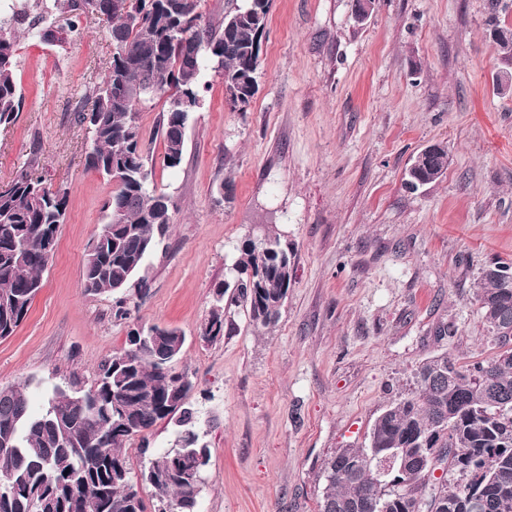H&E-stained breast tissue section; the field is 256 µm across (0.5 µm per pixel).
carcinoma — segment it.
Here are the masks:
<instances>
[{"label": "carcinoma", "instance_id": "1", "mask_svg": "<svg viewBox=\"0 0 512 512\" xmlns=\"http://www.w3.org/2000/svg\"><path fill=\"white\" fill-rule=\"evenodd\" d=\"M40 2L38 22L24 30L31 40L44 42L54 11L69 15L63 43L83 19L103 16L110 24L109 70L90 88L97 120L86 165L113 189L88 246L82 287L89 295L121 293L172 221V200L154 187L143 150L139 107L168 95L157 133L164 165H180L182 129L209 63L222 69L232 108L245 111L256 94L271 0H245L216 23L202 22L199 0ZM25 19L19 10L0 21V125L12 123L21 105L14 57L16 26ZM447 169L448 151L437 152L423 180L432 183ZM67 203V189L43 187L30 163L0 187L1 340L22 324L42 288ZM293 265L294 252L278 237L245 239L232 280L215 288L203 339L224 336V310L232 305L246 308L257 329L275 323ZM501 268L512 272V262L486 267L474 284L499 351L471 364L446 353L426 359L414 391L376 417L365 446L339 448L325 460L319 512H512V287ZM184 342L176 327L132 328L91 387H54L38 414L25 387H0V512H76L80 497L91 502L90 512H148L144 485L153 490L154 512H198L210 452L186 406L192 381L177 367ZM166 419L182 427L178 446L155 450L133 473L126 445ZM389 460L390 479L383 473Z\"/></svg>", "mask_w": 512, "mask_h": 512}]
</instances>
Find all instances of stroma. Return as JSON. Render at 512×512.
Returning <instances> with one entry per match:
<instances>
[{"label": "stroma", "instance_id": "stroma-1", "mask_svg": "<svg viewBox=\"0 0 512 512\" xmlns=\"http://www.w3.org/2000/svg\"><path fill=\"white\" fill-rule=\"evenodd\" d=\"M352 4L271 0L257 94L232 111L221 70L204 71L177 168L163 164V100L140 110L154 185L174 210L124 319L115 296L81 288L112 193L85 164L79 121L110 66L108 25L60 46L17 39L22 103L0 127V186L31 161L69 202L41 290L0 340V386L25 385L41 409L54 387L91 386L135 325L180 329L211 454L200 512H318L327 457L363 444L420 363L498 350L474 283L512 262V96L494 88L512 58L490 36L488 0H376L362 23ZM433 144L447 171L409 190L406 168ZM267 233L295 254L277 322L254 328L233 307L231 332L205 341L215 286L245 237Z\"/></svg>", "mask_w": 512, "mask_h": 512}]
</instances>
